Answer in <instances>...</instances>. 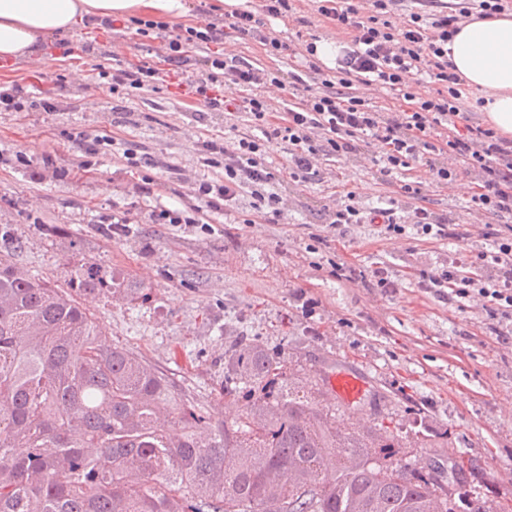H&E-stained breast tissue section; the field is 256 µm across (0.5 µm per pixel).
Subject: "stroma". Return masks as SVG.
Wrapping results in <instances>:
<instances>
[{"label": "stroma", "mask_w": 512, "mask_h": 512, "mask_svg": "<svg viewBox=\"0 0 512 512\" xmlns=\"http://www.w3.org/2000/svg\"><path fill=\"white\" fill-rule=\"evenodd\" d=\"M297 7L305 24L266 18L264 28L287 49L266 55L254 38L227 52L290 81L312 37L336 39L309 0ZM124 37L79 26L42 56L0 69V85L29 96L20 112L0 111V228L21 247L14 261L58 288L78 268L124 277L130 299L91 296L102 341L162 370L211 420L232 422L243 401L223 395L224 353L240 336L259 337L303 367L333 366L360 374L381 411L402 424L417 459H470L469 494L495 507L512 501V322L492 333L484 310L448 302L423 284L456 253L491 250L476 234L451 240L408 227L396 236L381 224L330 225L340 197L363 207L415 200L402 184L419 182L424 204L468 227L476 177L438 182L429 166L379 172L378 141L356 155L327 157L306 181L290 179L288 143L266 145L265 162L281 172L275 188L288 206L276 222L252 217L247 197L230 208L196 195L201 145L247 132L243 114L213 112L192 95L160 83L113 90V68L162 52V39ZM53 111H43L42 99ZM186 221L168 224L161 210ZM361 270L340 276L339 267ZM390 285L378 287L376 272Z\"/></svg>", "instance_id": "1"}]
</instances>
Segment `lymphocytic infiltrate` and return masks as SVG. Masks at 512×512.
Segmentation results:
<instances>
[{
  "label": "lymphocytic infiltrate",
  "mask_w": 512,
  "mask_h": 512,
  "mask_svg": "<svg viewBox=\"0 0 512 512\" xmlns=\"http://www.w3.org/2000/svg\"><path fill=\"white\" fill-rule=\"evenodd\" d=\"M398 0H312L314 11L348 37L332 73L323 77L319 91L311 93L304 107L287 109L285 120L271 118L265 90L280 85L278 73L220 55L218 48L234 35L252 34L271 54L284 49L280 39L261 31L264 17L283 18L293 12L292 0H262L260 13L234 12L231 20L216 17L203 27L185 33L169 31L166 23L147 22L150 30L166 33L167 62L173 74L194 64L188 82L191 94L203 98L212 111L244 112L255 135L224 145L223 159H207L210 167H223V177L202 181L200 195L216 194L233 206L241 193H249L250 209L278 220L283 199L273 186L276 174L264 162L265 146L272 140L292 147L290 176L306 178L323 156H344L360 143L380 140L386 151L383 175L409 167L426 155H446L435 165L438 180H454L459 171L476 173L478 189L468 201L475 213L512 219V139L494 129L462 123L459 101L463 80L448 60V45L461 25L512 10V0H453L438 9L439 0H409L401 29L389 17ZM205 49V56L189 61L190 49ZM433 78L436 88L423 96L415 92L419 75ZM379 85L397 92L408 109L382 112L353 94L354 85ZM336 226L382 224L402 235L407 224L423 234L447 227L444 218L424 206L414 207L410 218L396 207L364 210L356 201L341 202L331 213ZM448 229L457 238L456 228ZM427 285L443 288L448 299L479 300L490 319H512V233L498 234L493 250L472 256L459 253L447 270L428 276Z\"/></svg>",
  "instance_id": "f902f5d3"
}]
</instances>
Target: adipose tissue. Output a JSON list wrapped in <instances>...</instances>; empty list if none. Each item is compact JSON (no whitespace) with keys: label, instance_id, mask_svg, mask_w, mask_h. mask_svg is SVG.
I'll list each match as a JSON object with an SVG mask.
<instances>
[{"label":"adipose tissue","instance_id":"1","mask_svg":"<svg viewBox=\"0 0 512 512\" xmlns=\"http://www.w3.org/2000/svg\"><path fill=\"white\" fill-rule=\"evenodd\" d=\"M189 11L188 0H0V63L39 57L48 37L91 17L174 21ZM449 48L456 71L485 94L487 123L512 136V16L466 23Z\"/></svg>","mask_w":512,"mask_h":512}]
</instances>
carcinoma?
Masks as SVG:
<instances>
[{
  "label": "carcinoma",
  "instance_id": "carcinoma-1",
  "mask_svg": "<svg viewBox=\"0 0 512 512\" xmlns=\"http://www.w3.org/2000/svg\"><path fill=\"white\" fill-rule=\"evenodd\" d=\"M135 294L78 271L55 288L0 254V512H491L450 470L403 458L398 425L345 428L327 377L256 338L224 356L246 392L214 425L160 370L98 342L86 294Z\"/></svg>",
  "mask_w": 512,
  "mask_h": 512
}]
</instances>
